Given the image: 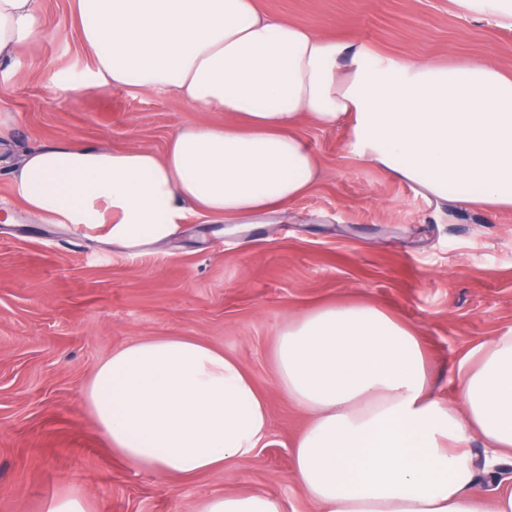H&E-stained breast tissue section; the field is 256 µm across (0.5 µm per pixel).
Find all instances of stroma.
<instances>
[{
	"instance_id": "obj_1",
	"label": "stroma",
	"mask_w": 512,
	"mask_h": 512,
	"mask_svg": "<svg viewBox=\"0 0 512 512\" xmlns=\"http://www.w3.org/2000/svg\"><path fill=\"white\" fill-rule=\"evenodd\" d=\"M257 3L386 58L488 60L512 73V30L464 14L458 0ZM40 20V35L0 62V512H44L71 492L90 512H196L202 499L246 493L315 512L291 476L307 415L280 391L273 360L288 317L359 298L387 310L417 330L446 401L458 361L512 332V209L428 199L353 157L340 127H302L326 176L284 224L190 216L170 241L131 253L100 231L35 219L8 179L25 152L59 142L160 152L176 129L224 120L159 92L95 89L74 0H40ZM168 335L235 358L268 402L266 439L229 472L132 468L84 405L114 350Z\"/></svg>"
}]
</instances>
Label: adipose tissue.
Returning a JSON list of instances; mask_svg holds the SVG:
<instances>
[{
	"mask_svg": "<svg viewBox=\"0 0 512 512\" xmlns=\"http://www.w3.org/2000/svg\"><path fill=\"white\" fill-rule=\"evenodd\" d=\"M100 90L170 92L221 124L176 130L163 152L69 142L8 173L31 214L105 229L131 251L188 215L242 224L288 217L323 175L299 128L345 127L353 154L439 203L512 207V76L476 60H386L366 44L272 18L255 0H75ZM38 0H0V59L39 28ZM282 392L307 412L293 479L316 512H512L480 474L512 457V335L474 348L437 399L413 329L367 302L289 317L274 350ZM130 466L192 478L226 471L269 430L240 363L185 336L134 340L84 391ZM480 441L481 456L469 446ZM197 512H281L265 495L203 499Z\"/></svg>",
	"mask_w": 512,
	"mask_h": 512,
	"instance_id": "1",
	"label": "adipose tissue"
}]
</instances>
